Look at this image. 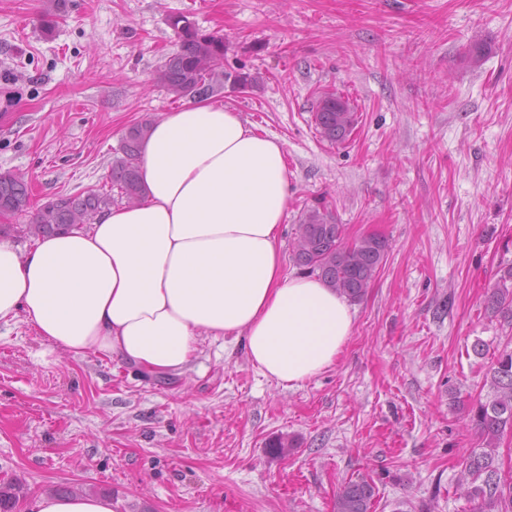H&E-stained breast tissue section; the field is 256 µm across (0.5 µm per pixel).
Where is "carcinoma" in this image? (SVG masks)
I'll use <instances>...</instances> for the list:
<instances>
[{
    "label": "carcinoma",
    "instance_id": "obj_1",
    "mask_svg": "<svg viewBox=\"0 0 512 512\" xmlns=\"http://www.w3.org/2000/svg\"><path fill=\"white\" fill-rule=\"evenodd\" d=\"M177 38V49L157 71L156 81L177 99L206 97L219 89L224 75V37L206 33L182 13L168 17ZM317 131L334 145L349 140L357 125V114L349 101L334 92L322 94L313 112ZM149 123L131 126L120 148L121 156L112 162L111 183L121 197L134 203L142 194L138 160ZM27 182L12 172H0V209L21 215L28 209ZM112 206V194L90 189L81 196L58 197L42 204L28 224L38 237L92 224ZM388 241L370 234L348 245L345 227L335 222L325 209L308 208L297 226L295 260L307 274L321 279L328 287L350 301L366 294L371 282L386 262ZM512 268L489 289L487 307L512 323ZM492 397L473 403L466 411L468 425L484 441L460 463L456 489L474 504L475 512H512V476L503 475L499 462V442L512 434V350H502L490 369ZM20 489L13 485L0 492V512H14ZM378 490L368 479L349 480L341 485L335 512H374Z\"/></svg>",
    "mask_w": 512,
    "mask_h": 512
}]
</instances>
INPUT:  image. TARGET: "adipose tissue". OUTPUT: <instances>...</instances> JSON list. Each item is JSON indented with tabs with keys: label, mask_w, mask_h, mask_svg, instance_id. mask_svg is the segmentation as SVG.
I'll return each instance as SVG.
<instances>
[{
	"label": "adipose tissue",
	"mask_w": 512,
	"mask_h": 512,
	"mask_svg": "<svg viewBox=\"0 0 512 512\" xmlns=\"http://www.w3.org/2000/svg\"><path fill=\"white\" fill-rule=\"evenodd\" d=\"M139 202L90 229L0 241V322L25 316L75 358L115 357L182 372L200 336L241 340L267 377L295 387L333 366L354 330L345 298L285 276L278 242L287 151L223 104L189 103L155 121L141 150ZM26 512H115L111 497L32 496Z\"/></svg>",
	"instance_id": "ef3b65f1"
}]
</instances>
